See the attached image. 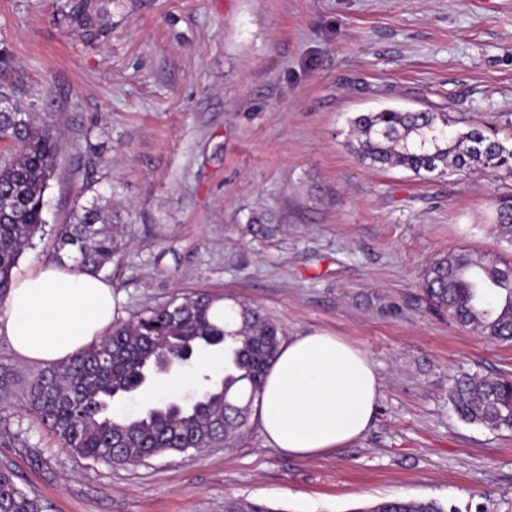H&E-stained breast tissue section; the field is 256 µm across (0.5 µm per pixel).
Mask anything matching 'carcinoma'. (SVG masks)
Wrapping results in <instances>:
<instances>
[{"label":"carcinoma","instance_id":"obj_1","mask_svg":"<svg viewBox=\"0 0 512 512\" xmlns=\"http://www.w3.org/2000/svg\"><path fill=\"white\" fill-rule=\"evenodd\" d=\"M352 151L378 168L403 167L419 175L448 169L504 168L512 148L472 128L448 133L446 112H363L350 120ZM0 141L11 159L0 164V299L11 287L22 249L45 224L44 193L61 148L51 120L39 122L15 96L0 89ZM112 204L97 195L77 204L57 232L56 261L96 273L119 246ZM496 227L512 244V203L496 211ZM430 307L458 326L496 341H512V260L475 258L466 251L431 262L422 275ZM199 292L148 308L112 325L102 341L44 369L28 401L40 423L70 453L107 464L188 450L227 447L242 434L282 342L281 328L260 309ZM188 341L198 349L223 347L224 374L203 376L201 395L189 405L171 401L146 416H122L114 402L147 382L145 366L164 359L183 369ZM451 402L465 421L512 431V379L463 375L453 380ZM41 500L0 469V512H43ZM224 512H274L267 505L227 499ZM355 512H447L434 500H383Z\"/></svg>","mask_w":512,"mask_h":512}]
</instances>
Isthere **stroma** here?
Listing matches in <instances>:
<instances>
[{
    "instance_id": "35a3bbf8",
    "label": "stroma",
    "mask_w": 512,
    "mask_h": 512,
    "mask_svg": "<svg viewBox=\"0 0 512 512\" xmlns=\"http://www.w3.org/2000/svg\"><path fill=\"white\" fill-rule=\"evenodd\" d=\"M0 85L53 115L63 143L19 267L52 262L58 228L99 193L123 228L101 271L119 321L226 295L285 337L344 338L382 379L368 431L315 458L269 447L254 419L230 448L110 465L43 427L28 404L43 366L0 339V469L47 512H224L228 498L512 512V432L449 401L460 373L512 378V343L431 312L422 291L433 259L512 256L494 229L512 174L378 169L347 145L349 118L384 108L512 145V0H0ZM200 369L223 372V351L117 408L193 394ZM362 512H446L445 508L434 500L391 499L383 500Z\"/></svg>"
}]
</instances>
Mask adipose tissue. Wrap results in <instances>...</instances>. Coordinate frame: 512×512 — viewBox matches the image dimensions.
Returning <instances> with one entry per match:
<instances>
[{"instance_id":"1","label":"adipose tissue","mask_w":512,"mask_h":512,"mask_svg":"<svg viewBox=\"0 0 512 512\" xmlns=\"http://www.w3.org/2000/svg\"><path fill=\"white\" fill-rule=\"evenodd\" d=\"M119 299L103 277L40 264L17 272L0 301V339L22 358L57 363L99 341ZM381 378L367 354L325 332L285 342L261 391L258 421L270 447L310 458L370 427Z\"/></svg>"}]
</instances>
